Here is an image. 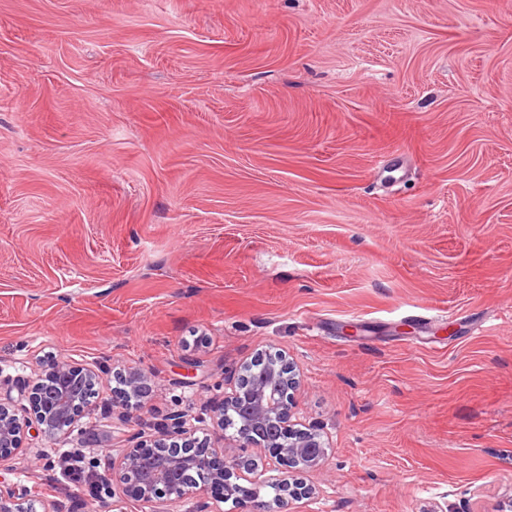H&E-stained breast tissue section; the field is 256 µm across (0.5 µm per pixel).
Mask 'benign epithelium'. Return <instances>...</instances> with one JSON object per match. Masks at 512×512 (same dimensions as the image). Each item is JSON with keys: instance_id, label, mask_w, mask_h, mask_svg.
<instances>
[{"instance_id": "benign-epithelium-1", "label": "benign epithelium", "mask_w": 512, "mask_h": 512, "mask_svg": "<svg viewBox=\"0 0 512 512\" xmlns=\"http://www.w3.org/2000/svg\"><path fill=\"white\" fill-rule=\"evenodd\" d=\"M117 383L112 406L124 401V391L150 387L151 377L140 368L112 372ZM99 372L72 360L53 363L36 375L20 397L0 398V463L23 449L25 436L52 438L72 434L82 426ZM302 379L283 354H261L243 363L235 381L224 384V402L213 411L212 427L224 430L229 413L237 414L240 448L268 451L262 473L277 485L276 496L266 498L239 483L244 458L224 460V448L210 447L196 437L197 419L186 411L169 417L164 435L136 434L132 444L112 455L99 474L95 498L122 504H148L157 512H180L193 493L217 491L232 502V512H284L291 500L310 494L291 471L319 467L327 446L319 432L301 430L293 423L295 393ZM28 405H22V401ZM32 491L21 484H0V512H32Z\"/></svg>"}]
</instances>
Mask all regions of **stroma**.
I'll return each mask as SVG.
<instances>
[{
  "instance_id": "stroma-1",
  "label": "stroma",
  "mask_w": 512,
  "mask_h": 512,
  "mask_svg": "<svg viewBox=\"0 0 512 512\" xmlns=\"http://www.w3.org/2000/svg\"><path fill=\"white\" fill-rule=\"evenodd\" d=\"M329 449L288 512L512 506V0H0V388L98 365L90 432L209 418L258 354ZM113 379L118 384L114 387V396L116 399L112 400V412L113 408L121 406V402L124 399V390H139L140 388H149L151 377L147 372L140 368H123L112 372ZM118 394V395H116Z\"/></svg>"
}]
</instances>
